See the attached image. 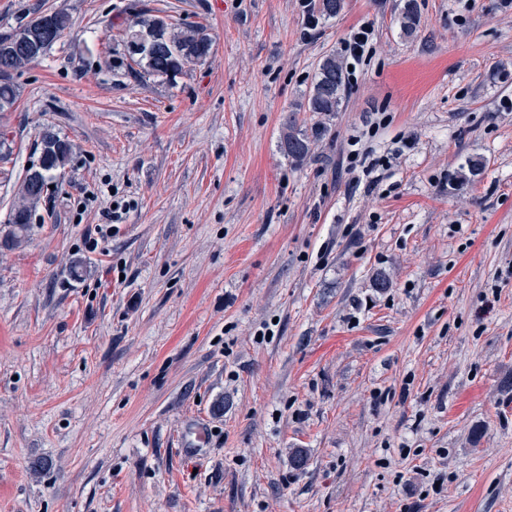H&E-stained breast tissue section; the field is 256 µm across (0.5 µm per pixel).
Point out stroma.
I'll return each instance as SVG.
<instances>
[{
	"label": "stroma",
	"mask_w": 512,
	"mask_h": 512,
	"mask_svg": "<svg viewBox=\"0 0 512 512\" xmlns=\"http://www.w3.org/2000/svg\"><path fill=\"white\" fill-rule=\"evenodd\" d=\"M400 2L312 27L303 0H0V31L72 19L0 112V512H512V0H417L410 38ZM140 12L209 56L116 67ZM364 24L292 164L285 122L317 123L296 107ZM48 125L74 153L12 246ZM400 7L399 24L403 35L412 37L419 24V11L417 0H404ZM372 29L370 25H364L358 29L344 44L345 52L354 60H359L368 46ZM326 132L327 128L322 123L299 125L296 116L292 115L286 122V131L280 138L279 149L288 159L299 162L308 155L311 143L323 137Z\"/></svg>",
	"instance_id": "35a3bbf8"
}]
</instances>
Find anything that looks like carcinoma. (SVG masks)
I'll return each mask as SVG.
<instances>
[{
    "label": "carcinoma",
    "instance_id": "1",
    "mask_svg": "<svg viewBox=\"0 0 512 512\" xmlns=\"http://www.w3.org/2000/svg\"><path fill=\"white\" fill-rule=\"evenodd\" d=\"M345 8V0H309L308 20L317 25L321 21L336 18ZM40 19L35 16L3 35L0 33V63H7L12 74H0V111L10 108L18 95L14 73L46 54L50 46L33 54L16 49L27 41L32 24ZM400 29L411 37L419 24L417 0H404L400 7ZM125 45L135 40L137 51L131 61L149 76L172 83L185 65L204 61L210 54L212 39L202 26L179 27L168 18L158 15H136L125 20ZM346 74L342 64L333 54L320 61L314 81L298 105L299 112L330 115L338 111L346 90ZM327 132L326 126L315 123L300 125L296 116L286 122V131L280 138L279 149L287 158L299 162L310 151L312 142ZM72 157V144L51 127L47 126L41 136V153L38 164L25 174L19 192L18 205L10 213L12 224L11 243L19 244L32 224L36 208L40 204L49 183L61 179Z\"/></svg>",
    "mask_w": 512,
    "mask_h": 512
}]
</instances>
